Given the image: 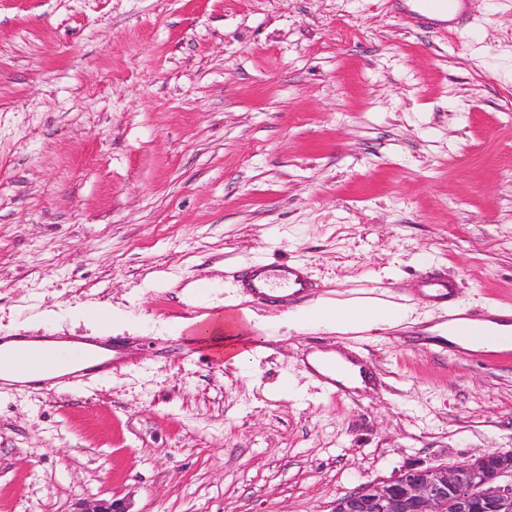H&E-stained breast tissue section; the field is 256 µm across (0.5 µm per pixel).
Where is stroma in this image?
I'll use <instances>...</instances> for the list:
<instances>
[{
	"instance_id": "stroma-1",
	"label": "stroma",
	"mask_w": 512,
	"mask_h": 512,
	"mask_svg": "<svg viewBox=\"0 0 512 512\" xmlns=\"http://www.w3.org/2000/svg\"><path fill=\"white\" fill-rule=\"evenodd\" d=\"M396 0H0V336H81L112 309L126 365L0 387V512H332L414 466L512 451V358L442 351L446 305L512 307V0L448 33ZM306 266L310 299L237 288ZM211 288L201 293L199 279ZM411 307L310 323L323 300ZM222 312L258 357L187 355ZM359 355L336 395L305 353ZM422 296L443 303L448 304V324H454L456 321L461 320H476V321H490L496 324L512 326V310L496 309V314L491 315L488 312L483 315H477L471 312H460L453 304L455 296L456 283L448 279L444 275L435 272H426L419 281ZM73 512H130L128 504L121 499H86L78 502Z\"/></svg>"
}]
</instances>
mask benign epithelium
<instances>
[{
  "label": "benign epithelium",
  "instance_id": "7a95c632",
  "mask_svg": "<svg viewBox=\"0 0 512 512\" xmlns=\"http://www.w3.org/2000/svg\"><path fill=\"white\" fill-rule=\"evenodd\" d=\"M73 512H129V506L86 499ZM333 512H512V451L449 467L406 468L341 497Z\"/></svg>",
  "mask_w": 512,
  "mask_h": 512
}]
</instances>
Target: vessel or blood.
I'll list each match as a JSON object with an SVG mask.
<instances>
[{"label":"vessel or blood","instance_id":"b4317fda","mask_svg":"<svg viewBox=\"0 0 512 512\" xmlns=\"http://www.w3.org/2000/svg\"><path fill=\"white\" fill-rule=\"evenodd\" d=\"M468 0H411L403 13L412 19L430 17L442 19L445 25H453L466 11ZM240 283L250 295L285 303L310 295L312 282L304 266L298 264L273 265L262 261L251 263L242 274ZM422 296L443 303H449V323L470 319V312L453 308L456 284L448 277L425 273L419 281ZM83 362L81 370L57 378V386L74 389L82 386L89 376L121 366L122 350L115 337L103 335L83 339L77 351ZM24 356L22 346L7 347L5 337L0 336V377L21 364Z\"/></svg>","mask_w":512,"mask_h":512}]
</instances>
